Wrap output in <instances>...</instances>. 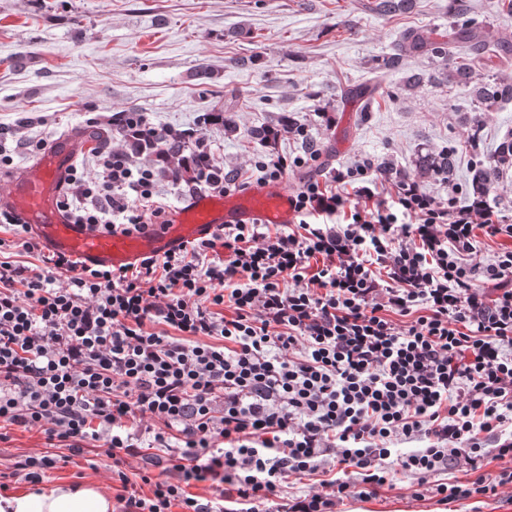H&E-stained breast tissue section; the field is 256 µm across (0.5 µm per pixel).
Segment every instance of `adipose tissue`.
<instances>
[{
	"instance_id": "obj_1",
	"label": "adipose tissue",
	"mask_w": 512,
	"mask_h": 512,
	"mask_svg": "<svg viewBox=\"0 0 512 512\" xmlns=\"http://www.w3.org/2000/svg\"><path fill=\"white\" fill-rule=\"evenodd\" d=\"M0 512H114V505L101 485L59 483L0 497Z\"/></svg>"
}]
</instances>
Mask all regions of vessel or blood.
<instances>
[{"label": "vessel or blood", "instance_id": "obj_1", "mask_svg": "<svg viewBox=\"0 0 512 512\" xmlns=\"http://www.w3.org/2000/svg\"><path fill=\"white\" fill-rule=\"evenodd\" d=\"M79 138L63 134L13 176L0 207L14 211L53 249L89 264L118 267L213 233L219 225L258 220L288 224L294 217L292 195L278 186H261L230 195L199 194L178 210L173 221L152 233L102 235L71 223L58 206L67 171L74 165Z\"/></svg>", "mask_w": 512, "mask_h": 512}]
</instances>
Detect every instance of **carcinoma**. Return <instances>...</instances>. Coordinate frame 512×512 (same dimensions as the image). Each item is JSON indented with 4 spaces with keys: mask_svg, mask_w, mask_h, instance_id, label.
<instances>
[{
    "mask_svg": "<svg viewBox=\"0 0 512 512\" xmlns=\"http://www.w3.org/2000/svg\"><path fill=\"white\" fill-rule=\"evenodd\" d=\"M459 36L453 37L445 33L438 37H428L417 30L408 31L399 44L401 55H443L448 58L450 73L456 81L468 85L476 78L475 65L483 60L485 65L495 69L512 61V44L503 42L489 27H480L471 21L464 20L456 24ZM467 48L468 54L457 53V45ZM504 85L501 82L488 81L476 87L475 92L481 102L493 107L505 98ZM145 150L155 152L162 162L161 174L171 182H190L196 179L198 170L208 165L203 155L187 157L188 146L183 140H173L169 132L157 131L153 142H135L134 151ZM512 163V141L500 147L496 160L489 164H481L475 168L473 181L477 190L486 193L494 188L503 167Z\"/></svg>",
    "mask_w": 512,
    "mask_h": 512,
    "instance_id": "1",
    "label": "carcinoma"
}]
</instances>
